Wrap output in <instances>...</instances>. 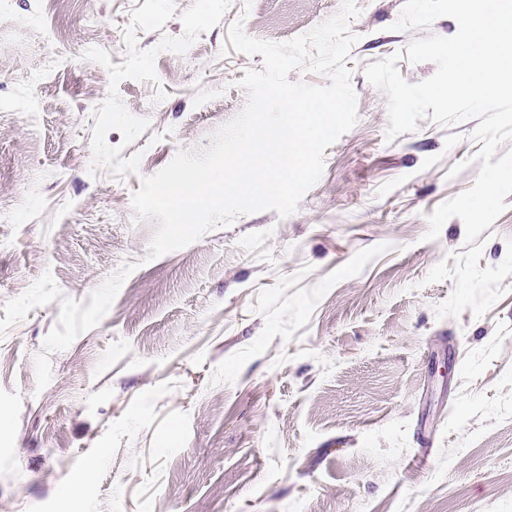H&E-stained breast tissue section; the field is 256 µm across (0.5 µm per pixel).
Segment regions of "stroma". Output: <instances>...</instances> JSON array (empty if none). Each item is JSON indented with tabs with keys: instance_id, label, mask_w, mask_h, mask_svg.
I'll return each instance as SVG.
<instances>
[{
	"instance_id": "stroma-1",
	"label": "stroma",
	"mask_w": 512,
	"mask_h": 512,
	"mask_svg": "<svg viewBox=\"0 0 512 512\" xmlns=\"http://www.w3.org/2000/svg\"><path fill=\"white\" fill-rule=\"evenodd\" d=\"M357 5L358 122L298 210L149 262L133 192L209 146L262 67L229 25L286 42L342 0H0V320L45 273L85 303L136 266L44 391L59 304L0 333V512H512V195L474 244L457 218L426 240L477 176L476 123L386 141L364 69L458 25Z\"/></svg>"
}]
</instances>
